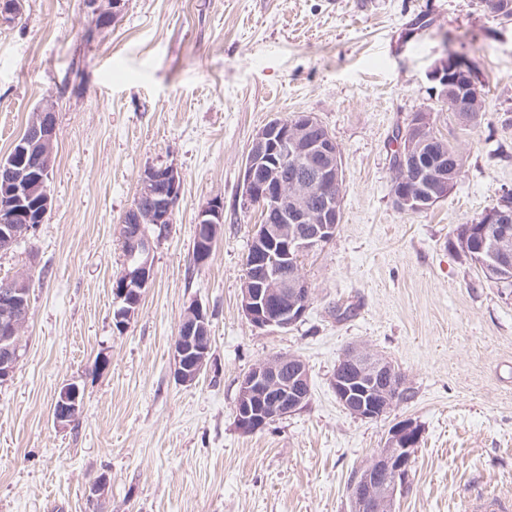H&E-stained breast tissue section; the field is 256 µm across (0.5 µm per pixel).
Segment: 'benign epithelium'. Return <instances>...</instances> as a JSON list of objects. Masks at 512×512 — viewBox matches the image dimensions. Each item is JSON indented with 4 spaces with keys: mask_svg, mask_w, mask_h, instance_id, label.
Masks as SVG:
<instances>
[{
    "mask_svg": "<svg viewBox=\"0 0 512 512\" xmlns=\"http://www.w3.org/2000/svg\"><path fill=\"white\" fill-rule=\"evenodd\" d=\"M98 19L88 29L91 37L115 20L124 0H86ZM439 96L461 126L478 122L483 112L469 89L479 76L468 61L455 56L440 60L429 72ZM434 122L429 112H418L400 132L401 168L393 195L398 207L422 213L448 197L454 182L448 171V155L435 154ZM57 138L55 106L41 105L32 112L23 134L15 141L8 159L0 162V247L5 249L34 235L51 208L46 185ZM437 158H431V155ZM292 161L294 175L282 171ZM181 175L171 167H149L139 180L141 195L150 205L135 210L126 235L134 241L123 272L112 289L116 321L120 328L138 314L143 290L154 275L152 238L147 224L163 228L180 197ZM318 203L309 204L311 195ZM342 166L339 148L331 134L310 114L276 117L252 138L245 158L239 202L244 210L259 208L265 220L255 226L248 267L260 263L263 278L246 271L242 278L241 307L251 324L261 330L288 328L303 319L309 309L311 289L299 273L302 259L332 242L342 220ZM224 223V201L208 202L196 218V252L208 260L211 247ZM478 230L482 243L470 247L471 256L485 273L502 283H512V193L483 214ZM30 309V285L18 275L0 290V384L8 382L19 362L17 337ZM210 321L202 305H189L181 315L174 342V373L184 384L193 383L210 360ZM342 361L352 365L356 377L349 380L339 370L330 383L342 407L353 417L376 420L393 408L388 392L375 386L376 379L398 380L389 360L354 346ZM308 377L305 363L277 355L254 366L241 379L236 402V424L245 434L267 426L306 407L309 395L302 385ZM82 396L77 386L63 385L53 404V418L60 428L70 426L79 414ZM421 429L412 420L398 422L389 432L386 448L358 475L351 487L352 512H394L395 500L412 467Z\"/></svg>",
    "mask_w": 512,
    "mask_h": 512,
    "instance_id": "benign-epithelium-1",
    "label": "benign epithelium"
}]
</instances>
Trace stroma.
<instances>
[{
    "label": "stroma",
    "mask_w": 512,
    "mask_h": 512,
    "mask_svg": "<svg viewBox=\"0 0 512 512\" xmlns=\"http://www.w3.org/2000/svg\"><path fill=\"white\" fill-rule=\"evenodd\" d=\"M22 5L0 22V157L47 102L57 141L45 222L0 251V278L24 272L31 284L21 359L0 385V512H351V475L405 419L422 436L398 512L512 500V286L448 247L457 225L512 191V21L480 0H126L89 40L83 0ZM449 52L470 58L485 87L467 128L428 77ZM420 111L466 164L446 199L410 214L392 194L393 138ZM300 113L339 147L343 217L301 266L313 293L304 319L260 330L241 309L261 221L238 205L241 167L259 128ZM165 166L181 195L153 243L138 315L120 330L121 221L142 172ZM215 198L224 224L198 268L195 220ZM194 303L209 315L211 352L186 385L173 343ZM339 306L351 316L337 318ZM353 345L389 359L413 401L351 416L330 379ZM288 353L307 366V407L242 433L241 378ZM66 383L83 406L60 428L52 404Z\"/></svg>",
    "instance_id": "35a3bbf8"
}]
</instances>
